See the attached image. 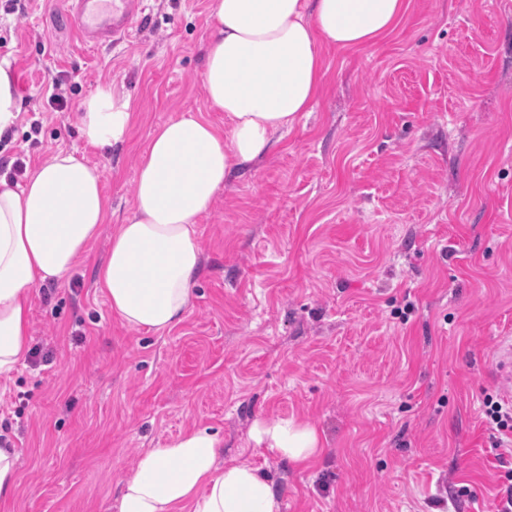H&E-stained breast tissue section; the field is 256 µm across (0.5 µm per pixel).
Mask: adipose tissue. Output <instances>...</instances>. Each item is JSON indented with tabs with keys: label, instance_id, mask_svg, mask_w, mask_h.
Returning <instances> with one entry per match:
<instances>
[{
	"label": "adipose tissue",
	"instance_id": "ef3b65f1",
	"mask_svg": "<svg viewBox=\"0 0 512 512\" xmlns=\"http://www.w3.org/2000/svg\"><path fill=\"white\" fill-rule=\"evenodd\" d=\"M408 0H213L202 84L216 128L187 110L159 125L138 165L131 211L112 231L95 271L113 314L137 329L178 326L203 261L200 217L234 172L266 157L276 136L311 111L323 47L351 49L390 33ZM132 99L102 86L81 104L78 129L92 146L126 141ZM109 203L98 166L54 153L24 184L0 178V377L29 349V295L60 282L97 239ZM250 439L305 464L321 450L318 430L296 418L255 420ZM224 441L195 427L143 450L119 482L118 512H280L266 474L222 462Z\"/></svg>",
	"mask_w": 512,
	"mask_h": 512
}]
</instances>
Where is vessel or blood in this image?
<instances>
[{
	"label": "vessel or blood",
	"instance_id": "obj_1",
	"mask_svg": "<svg viewBox=\"0 0 512 512\" xmlns=\"http://www.w3.org/2000/svg\"><path fill=\"white\" fill-rule=\"evenodd\" d=\"M65 22L85 41L114 44L128 36L142 14L141 0H67Z\"/></svg>",
	"mask_w": 512,
	"mask_h": 512
}]
</instances>
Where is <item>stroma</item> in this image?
<instances>
[{
    "instance_id": "35a3bbf8",
    "label": "stroma",
    "mask_w": 512,
    "mask_h": 512,
    "mask_svg": "<svg viewBox=\"0 0 512 512\" xmlns=\"http://www.w3.org/2000/svg\"><path fill=\"white\" fill-rule=\"evenodd\" d=\"M63 8L0 16L20 101L0 176L72 152L99 167L112 214L31 294L30 345L52 361L0 378L20 455L0 512H116L141 451L196 426L268 473L280 512H497L512 454L483 399L512 393L496 356L512 336V0H409L386 36L325 49L312 112L201 219L192 304L161 336L112 314L94 271L155 127L187 109L224 124L201 82L212 2L148 0L113 47L79 41ZM57 79L71 111L48 104ZM105 84L133 115L126 142L94 148L76 109ZM291 416L321 434L304 467L249 439L255 419Z\"/></svg>"
}]
</instances>
